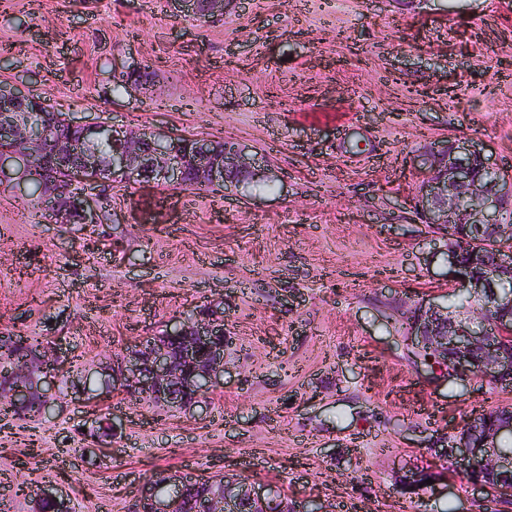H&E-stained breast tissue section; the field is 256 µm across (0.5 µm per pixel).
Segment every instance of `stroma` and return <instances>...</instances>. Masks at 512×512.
Here are the masks:
<instances>
[{
  "instance_id": "35a3bbf8",
  "label": "stroma",
  "mask_w": 512,
  "mask_h": 512,
  "mask_svg": "<svg viewBox=\"0 0 512 512\" xmlns=\"http://www.w3.org/2000/svg\"><path fill=\"white\" fill-rule=\"evenodd\" d=\"M130 66L141 89L114 90ZM1 81L78 122L236 140L268 179L116 181L98 223L64 228L0 186V333L71 365L45 415L0 413V512H32L44 487L72 512H135L162 470L327 512H468L464 479L399 478L512 391L412 353L404 313L451 285L443 231L404 205L432 143L474 138L512 169V0H239L208 22L179 0H0ZM216 303L234 341L199 407L76 396L73 380Z\"/></svg>"
}]
</instances>
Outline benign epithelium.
I'll use <instances>...</instances> for the list:
<instances>
[{
    "label": "benign epithelium",
    "instance_id": "1",
    "mask_svg": "<svg viewBox=\"0 0 512 512\" xmlns=\"http://www.w3.org/2000/svg\"><path fill=\"white\" fill-rule=\"evenodd\" d=\"M202 19L224 15L236 0H178ZM52 112L46 101L0 83V184L42 195L43 209L51 224H95L106 206V175L153 184H184L192 175L202 187L228 189L267 178L263 161L238 143L219 149L209 139H198L185 149L178 137L145 129L117 130L98 122L67 124L80 131V139H50L52 127L32 122V112ZM112 142V153L103 157L91 149L97 140ZM68 187H59L58 171L73 157ZM419 168L422 179L414 210L423 224L447 229V262L451 284L465 291L473 308L453 311L434 302H421L407 321L412 347L425 361L441 363L452 377L476 378L512 390V291L500 288L512 276V172L490 162L482 148L469 138L439 141L425 148ZM491 245L492 259L472 245ZM170 336H183L173 357L172 348L150 336L138 350L123 357L112 371V383L167 408H190L224 375V350L231 341L224 312L213 304L183 319ZM36 359L53 366L36 377L29 366L10 370L0 385V402L15 407L47 405L48 374L59 376L62 363L48 346ZM447 447L435 451L444 467L421 468L402 476V487L415 485L423 474L434 481L453 472L468 484L512 505V405H504L493 417L468 419L446 438ZM220 490L208 494L204 512H238L242 500L255 512H291L280 491L271 485L254 486L242 479L216 477L207 485ZM157 479L142 489L137 512H180L181 499L161 492ZM52 512H70L69 502L50 490L38 496Z\"/></svg>",
    "mask_w": 512,
    "mask_h": 512
}]
</instances>
